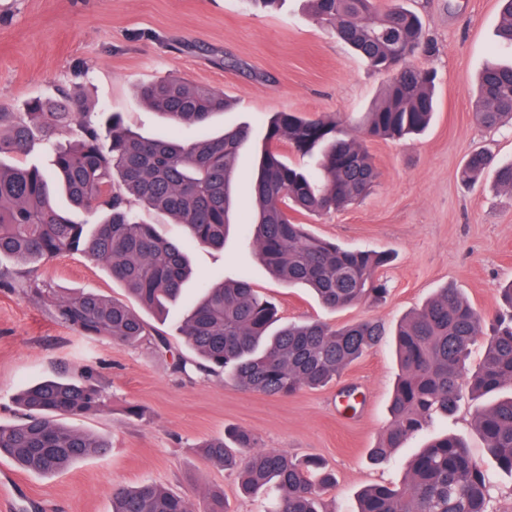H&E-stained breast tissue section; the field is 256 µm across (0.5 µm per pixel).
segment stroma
Here are the masks:
<instances>
[{
  "label": "stroma",
  "mask_w": 512,
  "mask_h": 512,
  "mask_svg": "<svg viewBox=\"0 0 512 512\" xmlns=\"http://www.w3.org/2000/svg\"><path fill=\"white\" fill-rule=\"evenodd\" d=\"M396 4L421 17L432 44L417 59L438 75L432 124L403 140L367 141L379 180L361 202L324 216L295 217L340 245L391 251V263L379 271L388 283L386 299L329 310L310 289L272 277L237 226L223 248L191 249L197 272L247 278L275 305L281 323L341 326L376 318L387 337L337 381L272 397L216 376L179 377L170 359L150 346L84 336L18 291L0 287V424L15 421V398L24 387L90 367L108 393L106 404L65 423L110 443L105 455L48 476L1 457L0 512H112L115 488L146 480L197 507L208 488L220 486L231 512H272L280 498L275 485L242 495L237 474L200 454L203 442L233 428L252 431L265 449L321 457L336 475L323 496L329 512H354L367 487L401 484L408 460L428 434L452 433L484 463L491 512H512V475L488 460L473 429L488 399H464L384 462L369 458L388 424L398 373L391 331L447 287L458 289L481 315H494L500 288L512 280V195L499 188L491 171L472 187L460 179L478 148L491 150L500 163L512 162V128H485L472 109L483 64L512 61V51L498 43L499 0H378L382 9ZM227 57L236 67H224ZM167 79L224 92L234 106L214 118L216 128L250 125L252 145L240 154L236 188L245 207L253 150L262 144L270 113L333 117L352 128L379 100L385 83L330 28L313 20L300 0H284L272 10L252 0H0V107L19 112L30 98L52 97L80 83L91 110L122 113L129 128L156 137L171 128L138 105L134 93ZM5 266L20 277L34 273L38 282L65 294L93 290L129 299L103 264L79 253L32 270L14 260ZM346 388L357 394L351 410L340 397ZM132 405L142 417L129 416Z\"/></svg>",
  "instance_id": "35a3bbf8"
}]
</instances>
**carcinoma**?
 Segmentation results:
<instances>
[{"label":"carcinoma","instance_id":"1","mask_svg":"<svg viewBox=\"0 0 512 512\" xmlns=\"http://www.w3.org/2000/svg\"><path fill=\"white\" fill-rule=\"evenodd\" d=\"M318 23L335 30L376 72L389 76L383 99L367 113L358 135L334 118L311 119L274 112L265 122V146L252 180V209H236L234 187L244 126L212 134L209 124L229 106L224 93L169 79L141 87L139 103L154 109L188 138H146L120 117L87 111L82 88L35 97L23 112H0V158L27 155L44 146L47 167L0 161V260L41 265L70 251L103 264L142 307L166 314L178 304L192 275L188 246L224 247L231 226H242L263 264L290 285L315 291L328 308L378 303L388 293L378 271L386 251L345 248L296 223L291 213L325 215L364 198L379 172L364 139L419 134L435 112L436 74L415 63L429 51L418 16L403 7L378 8L376 0H306ZM501 43L512 48V0H500ZM479 123L495 129L512 122V65H489L473 101ZM76 132L65 144L58 136ZM302 162L285 160L279 147ZM486 151L472 154L461 170L467 182L492 167ZM168 215L186 229L183 241L144 222L134 204ZM18 288L57 321L84 335L125 346L146 343L171 356L173 373L219 376L244 390L287 396L324 386L387 335L377 319L333 327L321 321L270 332L274 307L245 278L201 281L199 296L178 326L195 358L172 353L164 332L150 329L127 304L93 291L62 295L37 280L0 271V285ZM503 309L486 321L454 288L441 289L394 332L400 368L390 420L370 459L381 461L426 426L437 413L454 411L466 397L512 388V282L502 289ZM486 336L480 366H467L476 337ZM92 369L74 378H48L19 398L18 422L0 425V457L37 474H55L71 463L100 456L103 440L69 429L60 416H82L105 403ZM475 429L497 467L512 474V394L478 414ZM201 454L235 470L244 493L271 483L281 491L274 512H325L321 496L334 482L316 457L264 449L246 430L200 445ZM490 480L468 444L456 435L431 439L409 461L399 486L365 490L356 512H489ZM204 512H227L224 490L210 488ZM112 512H194L193 503L155 482L112 493Z\"/></svg>","mask_w":512,"mask_h":512}]
</instances>
